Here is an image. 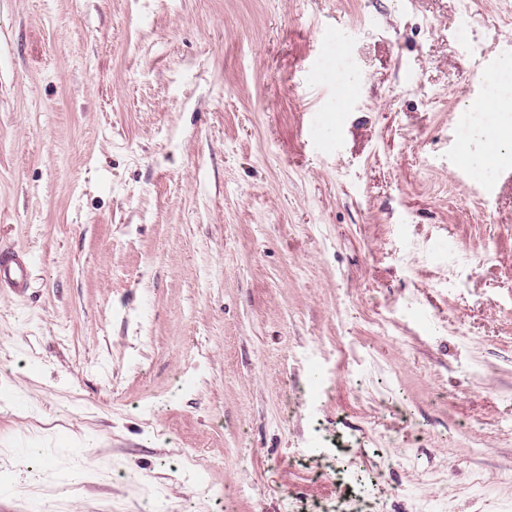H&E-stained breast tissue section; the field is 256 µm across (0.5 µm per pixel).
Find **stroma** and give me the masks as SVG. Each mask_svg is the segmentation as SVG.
<instances>
[{
	"label": "stroma",
	"mask_w": 512,
	"mask_h": 512,
	"mask_svg": "<svg viewBox=\"0 0 512 512\" xmlns=\"http://www.w3.org/2000/svg\"><path fill=\"white\" fill-rule=\"evenodd\" d=\"M510 64L512 0H0V512H512ZM467 112H477L484 119L477 120L474 125V135L478 142H493L495 146L501 143L512 142V120L511 124L507 122L494 123L487 118L497 112H505V105L502 99L496 95L479 102L473 103L467 107ZM30 261L27 254L0 248V288L22 292L27 288Z\"/></svg>",
	"instance_id": "1"
}]
</instances>
